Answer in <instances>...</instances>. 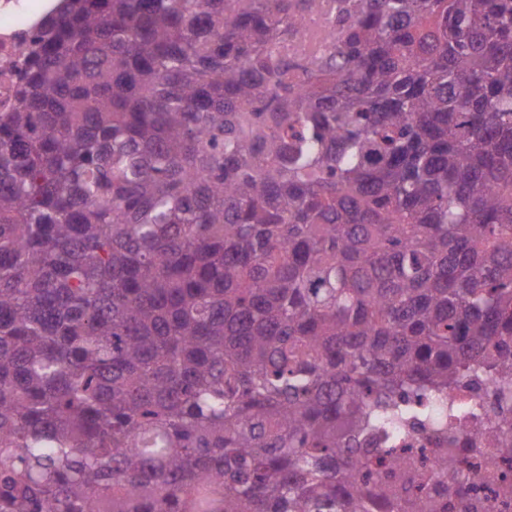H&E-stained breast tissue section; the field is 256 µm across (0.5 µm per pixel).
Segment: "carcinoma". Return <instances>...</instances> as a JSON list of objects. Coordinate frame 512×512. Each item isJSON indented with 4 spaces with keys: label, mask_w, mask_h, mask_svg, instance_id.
Segmentation results:
<instances>
[{
    "label": "carcinoma",
    "mask_w": 512,
    "mask_h": 512,
    "mask_svg": "<svg viewBox=\"0 0 512 512\" xmlns=\"http://www.w3.org/2000/svg\"><path fill=\"white\" fill-rule=\"evenodd\" d=\"M477 368L512 448V0H55L0 111V512H447ZM309 28L311 32L310 36L295 38L293 41L288 42V45L282 47L281 51L288 56L308 53L318 46L313 40L314 35L333 29L331 23L325 17L321 16L311 17L309 20ZM468 383L448 394V428L456 430L463 441L473 437L471 425L482 430L491 426L498 416L492 406L493 393L481 382ZM390 448H427V454L431 457L432 448H440L432 438L429 430H421L414 435H403L394 440Z\"/></svg>",
    "instance_id": "obj_1"
}]
</instances>
